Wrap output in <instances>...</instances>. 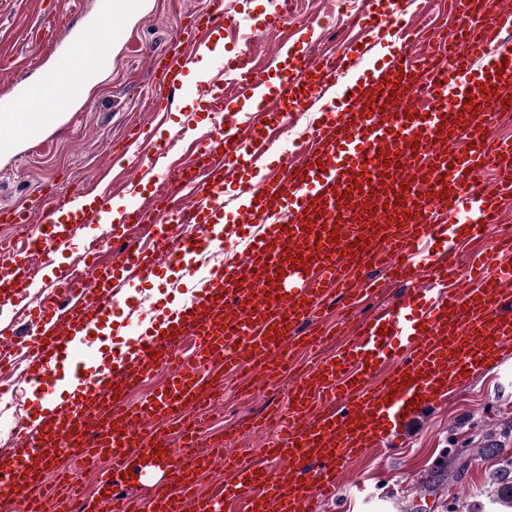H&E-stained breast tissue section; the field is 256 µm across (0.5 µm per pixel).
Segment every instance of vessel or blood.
<instances>
[{
    "mask_svg": "<svg viewBox=\"0 0 512 512\" xmlns=\"http://www.w3.org/2000/svg\"><path fill=\"white\" fill-rule=\"evenodd\" d=\"M448 6L460 19L456 33L433 38L447 50L446 61L415 60L399 47L366 78L369 99L314 126L317 147L297 161L275 158L263 132L268 97L294 104L304 85L307 102L319 100L383 36L381 13L365 16L364 38L345 42L332 56H294L272 89L245 55L228 58L239 94L251 104L248 127L231 124L217 139L194 145L173 172L192 192L189 205L177 206L165 194L152 212L159 222L186 225L181 251L206 255L217 248V226L229 236L238 232L224 224L225 172H261V179L238 184L252 227L243 255L210 271L187 301L91 372L88 337L118 305L115 281L148 278L156 254L130 240L111 264L93 255L85 274L61 275L33 310V331L11 344L28 354V385L54 395L55 367L66 362L74 391L60 411L20 424L14 448L0 461V512L18 506L23 512H183L187 506L192 512H312L313 497L337 493L345 464L376 447L385 431L461 386L466 373L512 360V264L500 260L512 252V236L500 237L473 265L476 287L447 288L453 224L477 237L499 221L501 204L477 186L479 170L496 164L504 185L512 186V140L492 147L485 134L486 118L512 106V48L502 39L512 30V14L490 15L484 0H448ZM141 10V0H94L91 26L61 35L39 81L14 75L0 90V114L22 113L23 126L0 127V147L34 142L84 111L87 87L112 66L125 18ZM223 25L222 0H210L153 57L156 118L165 117L182 88L180 75ZM462 132L471 145L463 153L453 146ZM109 199L85 186L74 196L52 189L31 204L0 208V223L20 229L27 243L10 279L0 278V303L35 279L32 258L67 247L75 226L94 223ZM324 230L335 231V239H321ZM439 236L446 242L436 250L432 240ZM375 267L406 284V292L383 321L360 323L335 356L317 355L326 335L318 309L371 296ZM422 267L434 274L435 287H414ZM291 342L313 356L295 377L287 413L274 409L265 419L280 430L276 446L265 451L266 465L225 456L223 495H200L196 475L208 461L183 462L174 442L197 443L202 423L195 411L223 386L219 370L280 375ZM158 367L171 372L166 390L129 403L128 394ZM155 418L168 419L169 431L149 429ZM65 450L85 463L111 457L97 498L48 495L41 466ZM155 459L167 470L164 481L149 497L124 496L121 484Z\"/></svg>",
    "mask_w": 512,
    "mask_h": 512,
    "instance_id": "vessel-or-blood-1",
    "label": "vessel or blood"
}]
</instances>
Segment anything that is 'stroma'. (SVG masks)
I'll list each match as a JSON object with an SVG mask.
<instances>
[{"label":"stroma","instance_id":"35a3bbf8","mask_svg":"<svg viewBox=\"0 0 512 512\" xmlns=\"http://www.w3.org/2000/svg\"><path fill=\"white\" fill-rule=\"evenodd\" d=\"M208 2L143 0V14L125 21L127 36L114 49L111 70L86 92L87 111L47 132V141L40 147L23 144L13 153H0V207L31 202L46 188L92 183L105 170L112 178L113 199L121 201L126 210L147 207L166 190L170 169L188 158L196 141L215 132L223 115L214 111L212 99L199 98L195 86L187 85L167 122L155 126L150 111L153 76L149 58L166 47L192 10ZM223 2L224 25L211 37L222 50L213 54L211 68L223 65L227 50L232 49L246 53L255 68L266 70L272 84L290 56L337 51L353 35L348 25L350 14L369 11V0H355L350 9L343 0H296L286 24L270 29L260 25L259 16L277 11L276 0ZM447 4L448 0H392L389 11L391 17H402L408 28L450 32L456 23L446 14ZM91 21L92 0H0V45L12 50L28 76L35 78L51 39L71 24ZM391 48V40H383L370 55L357 60L353 70L321 100V108L332 111L346 105V87L362 83L367 70L384 63ZM133 122L153 129L155 137L172 144L167 157L154 162L150 174L135 188L130 185L134 177L132 155L126 151L124 140L126 127ZM497 233L492 227L483 238L456 240L455 261L448 270L449 287L469 285L474 256L488 248ZM92 240L98 243L100 260L110 262L119 247L110 225L97 222L78 226L73 246L39 259L34 292L56 287L61 272L72 267ZM197 277L194 258L176 265L163 263L156 267L153 278L140 282L138 291L150 297L154 315L159 318L185 299L184 294L169 289V282L185 284ZM291 382V375L286 374L270 386L258 376L251 379L248 392H240L233 382L216 392L206 434L197 448L181 451L186 459L197 453L210 457L212 465L198 481L202 493L215 494L223 488L224 450L215 445L213 434L233 437L239 457L264 463L262 451L274 444L278 431L272 427L253 433L249 424L275 406H287ZM510 422L512 365L480 370L461 388L400 426L384 450L367 451L347 463L338 494L329 500L314 499L312 512H468L472 504L479 505L480 512H498L497 506L481 494L498 467L497 459L472 456L458 476H444L440 470L449 449L478 445L488 435L499 436Z\"/></svg>","mask_w":512,"mask_h":512}]
</instances>
